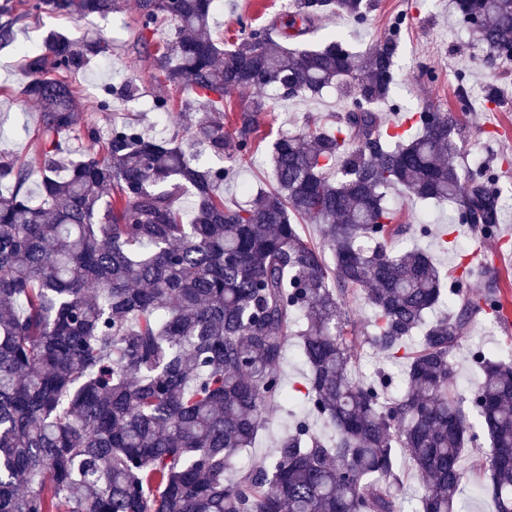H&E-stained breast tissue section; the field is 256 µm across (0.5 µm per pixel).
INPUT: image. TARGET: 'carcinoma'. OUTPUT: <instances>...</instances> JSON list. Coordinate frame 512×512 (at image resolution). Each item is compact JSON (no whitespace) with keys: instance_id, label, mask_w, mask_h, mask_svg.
I'll return each instance as SVG.
<instances>
[{"instance_id":"obj_1","label":"carcinoma","mask_w":512,"mask_h":512,"mask_svg":"<svg viewBox=\"0 0 512 512\" xmlns=\"http://www.w3.org/2000/svg\"><path fill=\"white\" fill-rule=\"evenodd\" d=\"M120 0H0V45L25 15L106 16ZM215 0H138V41L159 44L154 112L189 117L190 143L114 124L85 123L70 76L107 53L102 37L54 35L26 58L24 94L41 105L38 199L33 166L0 156V512H400L397 449L425 477L417 512H461L463 458L479 436L490 450L495 512H512V357L477 351L471 396L454 387L452 353L477 316L508 320L501 271L483 292L452 298L447 279L386 200L448 204L481 239L506 208L498 178L449 162L465 142L466 108L431 106L384 125L377 106L395 84L398 41L363 56L335 34L318 49L290 48L331 15L363 22L370 0H292L279 21L242 27L229 43L211 32ZM487 60L512 58V0H455ZM339 85L346 111L309 121L271 148L274 187L228 204L219 188L260 146L257 97L232 112L238 90L282 98ZM186 93L182 104L169 94ZM138 99L127 80L112 96ZM488 109L502 88L483 87ZM231 118L236 138L224 137ZM85 138L84 160L61 144ZM199 147L230 165H197ZM322 225L328 249L296 221ZM370 307L362 333L349 297ZM448 304V317L428 315ZM307 374L304 414L275 454L235 469L273 403H288L280 369L291 341ZM365 343L403 365V382L353 376ZM479 421L474 431L470 416ZM322 423L318 432L310 419Z\"/></svg>"}]
</instances>
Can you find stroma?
<instances>
[{"label": "stroma", "instance_id": "1", "mask_svg": "<svg viewBox=\"0 0 512 512\" xmlns=\"http://www.w3.org/2000/svg\"><path fill=\"white\" fill-rule=\"evenodd\" d=\"M122 12L107 16L96 14L76 19L67 13L54 15L32 14L22 18L16 26L17 44L43 48L49 34L68 35L74 32L103 36L109 51L103 60L82 71L78 77L82 91L79 107L86 122L99 131H107L114 122H132L140 125L146 134L172 140L186 137V121L178 114L160 115L146 108L157 93L149 71L148 51L138 44L135 35L136 0H124ZM364 24H356L345 16L327 19L321 31L310 36L307 45L320 47L327 33L341 31L346 47L355 54H366L375 42L391 34L397 11H404L406 20L399 34V48L395 59L397 84L390 103L383 105L386 122L401 121L407 111L434 105L440 109L457 107L454 96L456 77L465 74L464 86L471 100L469 110L470 134L461 154L454 157L462 169L480 166L498 174V184L505 195L512 197V169L498 166L504 153L512 154V60L497 59L485 62L475 59L467 31L453 9V0H372ZM282 11L279 0H223V6L213 17L215 29L235 30L240 20L265 24ZM25 64L15 46L0 48V153L16 160H35L39 149L40 107L26 99L23 93L22 73ZM135 74L141 89L137 102L115 100L109 112H94L90 106L96 94L105 86L120 83L128 74ZM502 85L505 100L502 108L490 111L480 101L485 83ZM267 118L259 129L267 146L251 162L241 165L235 182L225 185L227 201L244 200V187H269L272 184V164L268 145L280 134L293 133L303 125L306 116L329 119L342 111L343 101L336 90L328 89L318 96H300L283 99L268 96ZM391 205L404 208L410 224L429 225V236L406 237L400 247L420 246L427 250L442 272H450L458 263L452 249L439 248L451 223L449 206H433L421 201H408L398 191H390ZM508 352L512 350V323L493 324L478 320L469 337L464 338L453 355L455 386L462 394H470L477 373L472 354L479 349Z\"/></svg>", "mask_w": 512, "mask_h": 512}]
</instances>
